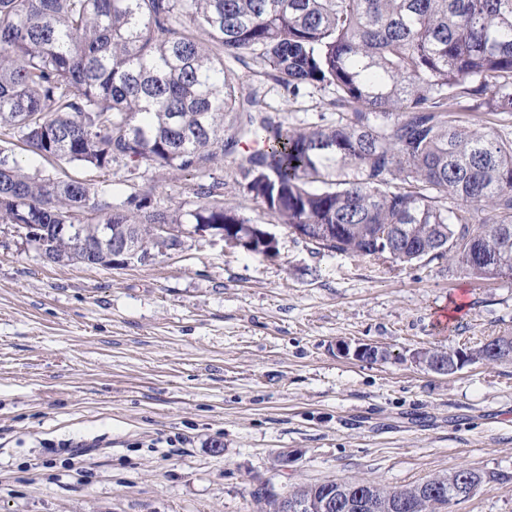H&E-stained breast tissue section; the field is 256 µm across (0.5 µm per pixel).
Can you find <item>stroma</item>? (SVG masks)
Segmentation results:
<instances>
[{
    "label": "stroma",
    "instance_id": "35a3bbf8",
    "mask_svg": "<svg viewBox=\"0 0 512 512\" xmlns=\"http://www.w3.org/2000/svg\"><path fill=\"white\" fill-rule=\"evenodd\" d=\"M242 92L288 130L332 113L327 88L293 97L254 75ZM12 154L117 203L150 186L175 209L198 178ZM237 158L217 168L224 202L275 234L276 256L191 235L142 263L58 265L0 224V512H257L259 488L392 489L460 466L498 479L448 512H512V364L441 375L411 359L512 336V280L315 253L236 182ZM340 341L387 358L343 357ZM70 439L101 446L74 459Z\"/></svg>",
    "mask_w": 512,
    "mask_h": 512
}]
</instances>
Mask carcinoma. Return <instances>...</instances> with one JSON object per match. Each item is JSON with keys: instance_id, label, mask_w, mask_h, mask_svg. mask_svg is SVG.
Listing matches in <instances>:
<instances>
[{"instance_id": "carcinoma-1", "label": "carcinoma", "mask_w": 512, "mask_h": 512, "mask_svg": "<svg viewBox=\"0 0 512 512\" xmlns=\"http://www.w3.org/2000/svg\"><path fill=\"white\" fill-rule=\"evenodd\" d=\"M226 57L293 96L331 88L334 118L288 131L252 114ZM466 108L512 114V0H0L1 137L99 171L207 174L193 209L153 207L150 188L115 206L0 148V224L41 234L53 263L105 268L117 245L139 262L177 251L197 224L253 239L263 225L225 206L212 174L241 136L255 148L236 177L316 252L512 279V137L461 124ZM505 342L467 349L469 362L512 363ZM471 472L374 493L433 512L426 491L451 501V478Z\"/></svg>"}]
</instances>
